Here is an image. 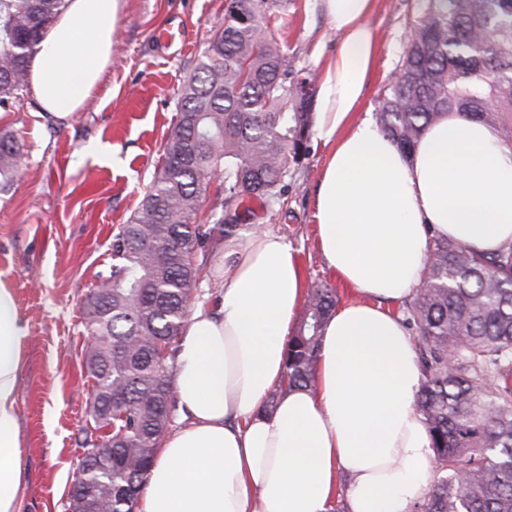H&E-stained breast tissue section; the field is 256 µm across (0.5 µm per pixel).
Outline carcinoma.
Masks as SVG:
<instances>
[{
    "mask_svg": "<svg viewBox=\"0 0 512 512\" xmlns=\"http://www.w3.org/2000/svg\"><path fill=\"white\" fill-rule=\"evenodd\" d=\"M278 0H230L215 38L177 91L163 164L133 217L112 237V270L84 306L85 366L93 385L84 454L68 492L87 512H136L175 409L172 378L188 303L214 231L236 235L245 203L278 202L288 163L308 150L312 80L289 68L271 35ZM64 0H0V108L25 87L37 46ZM461 113L498 128L512 146V0H428L376 122L411 152L433 123ZM24 162L0 136V186ZM221 179L222 217L200 218ZM336 292L308 289L288 339L272 410L291 389L316 387L323 323ZM421 371L415 410L435 458L409 512H512V241L478 255L435 238L419 288L399 308ZM112 447H104V441Z\"/></svg>",
    "mask_w": 512,
    "mask_h": 512,
    "instance_id": "cac0c4a2",
    "label": "carcinoma"
}]
</instances>
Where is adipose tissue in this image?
<instances>
[{
    "label": "adipose tissue",
    "instance_id": "adipose-tissue-1",
    "mask_svg": "<svg viewBox=\"0 0 512 512\" xmlns=\"http://www.w3.org/2000/svg\"><path fill=\"white\" fill-rule=\"evenodd\" d=\"M374 4L316 0L339 37L313 111L330 148L318 245L357 294L323 327L317 388L265 409L305 284L284 237L242 233L217 263L218 300L195 306L181 330L173 390L185 421L162 439L137 512H331L339 493L348 512H408L426 491L434 455L415 410L421 374L391 306L419 287L433 238L481 253L512 240V147L498 128L452 114L407 154L355 120L377 52ZM121 11L122 0H65L27 76L45 118L69 120L91 98ZM26 335L0 281V512H19L27 482L16 412Z\"/></svg>",
    "mask_w": 512,
    "mask_h": 512
}]
</instances>
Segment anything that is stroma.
I'll return each instance as SVG.
<instances>
[{"mask_svg":"<svg viewBox=\"0 0 512 512\" xmlns=\"http://www.w3.org/2000/svg\"><path fill=\"white\" fill-rule=\"evenodd\" d=\"M425 4L375 0L369 24L377 59L359 117H374L403 56L406 30ZM225 7L226 0H124L112 65L83 111L52 122L28 89L0 109V134L19 140L26 161L0 192V279L13 288L28 331L16 401L27 478L20 512L67 510L93 384L82 356L84 302L111 270L112 235L152 184L176 92L194 73ZM167 28L179 31L178 43L156 41ZM272 35L294 70L316 76L336 42L314 0H288ZM99 144L111 145V160L90 158ZM309 146L288 167L285 204L252 202L250 221L286 238L306 285L335 289L344 304L356 295L327 268L314 218L328 149L314 138Z\"/></svg>","mask_w":512,"mask_h":512,"instance_id":"35a3bbf8","label":"stroma"}]
</instances>
